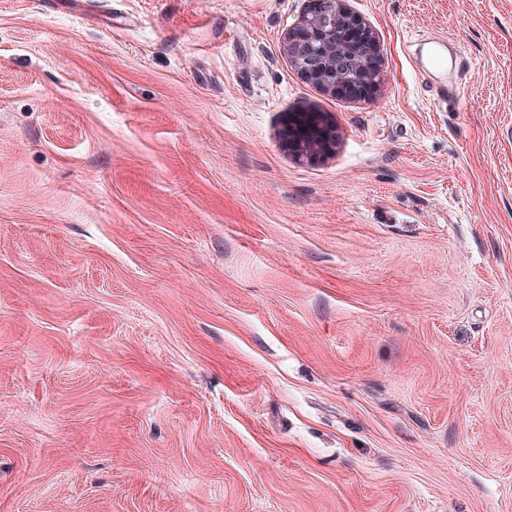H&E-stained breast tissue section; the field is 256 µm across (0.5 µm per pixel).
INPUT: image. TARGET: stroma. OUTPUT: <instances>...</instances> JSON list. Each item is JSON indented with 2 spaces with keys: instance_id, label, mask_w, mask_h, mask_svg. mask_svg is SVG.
Here are the masks:
<instances>
[{
  "instance_id": "1",
  "label": "stroma",
  "mask_w": 512,
  "mask_h": 512,
  "mask_svg": "<svg viewBox=\"0 0 512 512\" xmlns=\"http://www.w3.org/2000/svg\"><path fill=\"white\" fill-rule=\"evenodd\" d=\"M348 5L0 0V512H512V0ZM319 2L322 4V19H328L331 17L334 21H336V15H338L345 18V22L349 24H357L363 27L366 32L371 35V47L373 51L372 56L375 60L373 67L377 71V76H380V74H382L383 60L378 48L376 37L364 19L347 6L346 0H322ZM320 26L310 25V28L305 30L307 34L302 32L300 38H316L321 31ZM300 38L295 39L293 30L287 32L283 38V47L300 75L309 82H316L322 74L323 65L318 57L326 59L329 64L323 75V79L327 81H332L334 75L336 82L342 81L355 74L364 73L367 69L365 54L355 42L357 37L348 35L342 25L336 27L335 37L313 41L312 46L318 57L304 51L303 45L298 43ZM336 82H323L320 86L324 91L336 95ZM425 57L426 64L433 70L438 71L442 76V82L435 88L437 97L446 98L448 95L458 96L460 88L455 82L448 83V73L455 70L457 65L456 61L452 59L451 64H448V47L445 40H439L431 43L427 48L425 56L421 54V58ZM301 127H304V130H301ZM286 139L294 152L311 160L325 154L334 143L323 115L318 112L290 114Z\"/></svg>"
}]
</instances>
